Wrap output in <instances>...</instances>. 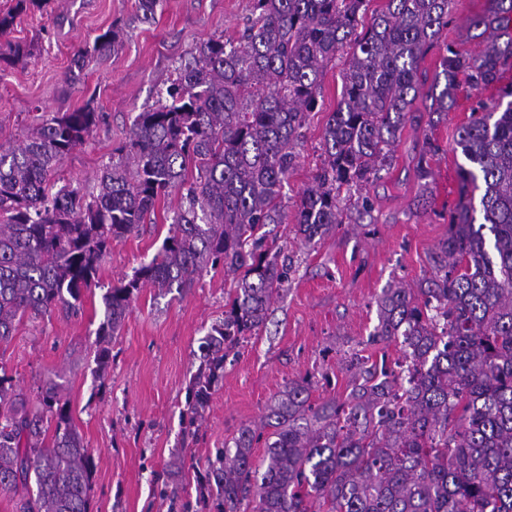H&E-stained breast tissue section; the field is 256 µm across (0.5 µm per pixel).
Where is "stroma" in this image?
Wrapping results in <instances>:
<instances>
[{
  "label": "stroma",
  "mask_w": 512,
  "mask_h": 512,
  "mask_svg": "<svg viewBox=\"0 0 512 512\" xmlns=\"http://www.w3.org/2000/svg\"><path fill=\"white\" fill-rule=\"evenodd\" d=\"M137 5L49 0L45 9L17 18L10 38L31 55L0 70V143L20 141L45 113L70 112L94 100L106 114L105 124L59 169L61 178L92 189L137 112L155 105L197 43L219 35L237 38L251 0H161L146 22L137 19ZM485 7L486 0H458L438 44L421 62L427 75H434L446 48L467 55L480 51V40L468 37L467 29ZM116 23L126 26L118 51L106 63L89 62L72 75L74 51ZM344 58L337 53L324 72L320 107L308 117L300 158L288 178L290 205L283 223L270 227L296 275L257 334L228 350L224 376L202 417L189 419L187 387L201 366L200 344L224 318L232 283L223 270H209L179 294L140 289L110 345L105 378L93 373L102 295L153 258L179 194L160 199L140 233L113 242L78 314L22 320L0 347V366L29 398H36L47 379L60 384L93 458L92 512H224L223 499H200L197 478L218 451L232 446L242 427L261 425L271 399L288 381L309 379L312 403L343 400L352 388L353 351L377 363L397 360L395 346L368 341L378 322L376 300L390 284L413 286L428 275V256L448 232V212L461 187L463 158L454 150L455 131L469 121L477 100L497 92L460 87L456 107L434 129L443 151L432 162L427 211L415 207L425 188L411 166L423 129L410 121L394 146L391 174L368 189L371 222L340 225L309 246L295 234L293 204L321 162L323 129L341 98Z\"/></svg>",
  "instance_id": "stroma-1"
}]
</instances>
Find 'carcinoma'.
<instances>
[{"label": "carcinoma", "instance_id": "obj_1", "mask_svg": "<svg viewBox=\"0 0 512 512\" xmlns=\"http://www.w3.org/2000/svg\"><path fill=\"white\" fill-rule=\"evenodd\" d=\"M46 3L15 0L0 12V63L30 56L7 36L20 13ZM368 3L252 0L238 39L200 42L157 104L135 115L97 173L96 193L58 175L105 122L94 99L0 144V346L25 317L77 312L112 242L139 233L159 199L185 191L152 260L103 294L96 364L104 377L135 291H182L223 268L233 284L229 309L207 334L187 389L194 420L223 377L224 350L264 324L293 279V263L268 242L266 226L283 223V189L337 52L349 49L342 98L295 208L296 235L309 245L371 215L370 197L352 192L390 173L422 88L428 131L454 108L461 84L498 88L499 98L478 101L456 130L461 189L429 275L377 299L370 342L399 347L396 364L411 377L399 383L355 355L343 401L315 406L309 379L286 383L263 423L265 468L252 461L262 434L244 426L199 477L200 490L224 498V512H243L248 499L251 512H512V84L499 86L512 70V0H487L468 23L483 48H446L430 82L420 62L456 0H386L367 19ZM123 36L111 27L78 48L72 65L105 62ZM441 151L423 135L413 169L425 188ZM92 471L59 384L44 382L34 405L1 370L0 491L13 493L15 512H90Z\"/></svg>", "mask_w": 512, "mask_h": 512}]
</instances>
